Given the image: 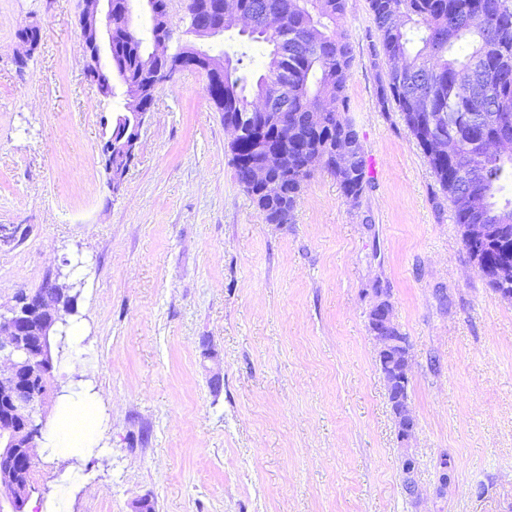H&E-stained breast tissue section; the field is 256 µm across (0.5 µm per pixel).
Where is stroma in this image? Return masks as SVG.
<instances>
[{"label": "stroma", "mask_w": 512, "mask_h": 512, "mask_svg": "<svg viewBox=\"0 0 512 512\" xmlns=\"http://www.w3.org/2000/svg\"><path fill=\"white\" fill-rule=\"evenodd\" d=\"M83 0H0V311L71 287L83 339L55 357L29 504L40 512H512V300L470 261L397 111H382L368 0L339 30L370 180L317 169L288 224L235 178L206 75L159 86L124 187L104 144L125 96L85 75ZM41 40L15 59L20 30ZM387 289L412 355L400 443L377 346ZM85 365L76 379L73 359ZM220 385H213V374ZM92 394L96 447L60 455L58 408ZM413 457L417 496L403 487ZM399 391L400 390L397 389L398 398L396 401L401 403L393 407L392 413L398 432V438L401 442H408L415 434L417 423L409 404L403 401L402 393H399Z\"/></svg>", "instance_id": "obj_1"}]
</instances>
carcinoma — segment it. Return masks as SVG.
I'll list each match as a JSON object with an SVG mask.
<instances>
[{
	"label": "carcinoma",
	"instance_id": "carcinoma-1",
	"mask_svg": "<svg viewBox=\"0 0 512 512\" xmlns=\"http://www.w3.org/2000/svg\"><path fill=\"white\" fill-rule=\"evenodd\" d=\"M129 0L112 2V57L108 67L117 71L125 95L152 103L166 69L162 45L169 39L168 0H152L150 41L128 26ZM347 0H231L245 12L264 15L281 11L287 24L276 35L251 32L252 42L269 47L266 73L248 83L237 74V65L249 56L242 45L235 56L224 52V102L214 107L224 119L266 128L273 142L288 143L285 169L271 177V185L251 182L250 172L262 160L253 142L245 137L230 144L237 182L252 197L268 224H288L296 199L313 169L307 159L336 177L351 201L366 189L363 146L348 116L347 83L354 62L350 39L338 33ZM374 29L373 67L388 66L378 78L381 105L395 104L404 125L421 150L441 130L456 136L462 150L445 161L427 158L437 190L433 202H448L453 223L463 229L484 223L490 210L512 215V198L498 199L503 182L512 179V157L488 151L497 138L512 137V0H369ZM288 37V54L280 55L277 41ZM288 77L295 96L284 119L253 116L255 98L270 90L274 74ZM496 112L497 126L479 128L470 115ZM355 143L351 168L344 170L338 153L344 139ZM475 170L466 178L465 164ZM512 222L486 236L478 266L512 267Z\"/></svg>",
	"mask_w": 512,
	"mask_h": 512
}]
</instances>
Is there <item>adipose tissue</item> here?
Listing matches in <instances>:
<instances>
[{
    "mask_svg": "<svg viewBox=\"0 0 512 512\" xmlns=\"http://www.w3.org/2000/svg\"><path fill=\"white\" fill-rule=\"evenodd\" d=\"M100 416L101 405L96 397H77L59 410L48 440L63 454L93 447Z\"/></svg>",
    "mask_w": 512,
    "mask_h": 512,
    "instance_id": "1",
    "label": "adipose tissue"
}]
</instances>
